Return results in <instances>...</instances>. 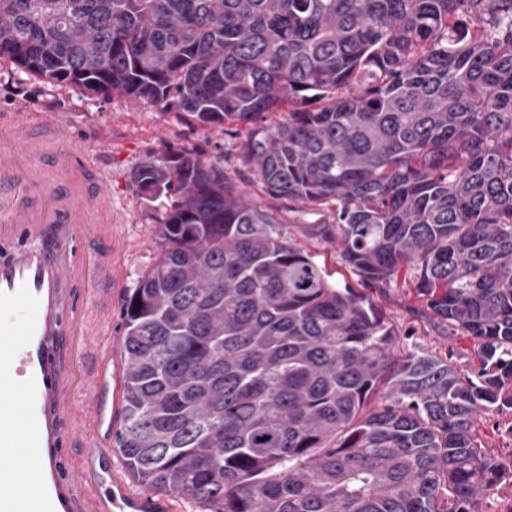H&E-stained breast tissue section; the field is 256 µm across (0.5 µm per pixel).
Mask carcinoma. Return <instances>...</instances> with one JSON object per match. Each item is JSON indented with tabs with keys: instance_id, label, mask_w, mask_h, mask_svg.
Wrapping results in <instances>:
<instances>
[{
	"instance_id": "obj_1",
	"label": "carcinoma",
	"mask_w": 512,
	"mask_h": 512,
	"mask_svg": "<svg viewBox=\"0 0 512 512\" xmlns=\"http://www.w3.org/2000/svg\"><path fill=\"white\" fill-rule=\"evenodd\" d=\"M0 58L251 124L264 192L336 205L310 234L477 341L466 371L402 353L212 164L148 159L132 179L168 207L123 308L114 439L141 487L196 512H483L512 484L478 433L512 415V0H0Z\"/></svg>"
}]
</instances>
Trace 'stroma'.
<instances>
[{
	"label": "stroma",
	"mask_w": 512,
	"mask_h": 512,
	"mask_svg": "<svg viewBox=\"0 0 512 512\" xmlns=\"http://www.w3.org/2000/svg\"><path fill=\"white\" fill-rule=\"evenodd\" d=\"M12 109H29L54 120L66 130L73 144L83 147L112 174V203L126 218L121 254L126 281L123 287L112 291L114 334L122 336L124 299L159 258L157 221L166 208L162 199L152 203L141 200L140 190L131 178L133 169L146 158L159 159L189 149L222 169L238 187L250 188L254 172L242 156L249 126L202 125L175 109L135 104L116 94L94 93L75 85H59L0 59V111ZM252 201L274 216L283 237L310 250L331 281L359 287L357 275L345 264L339 250L307 232L308 225L332 223L334 205L308 208L263 193L254 194ZM370 298L394 328L404 352L448 357L462 370L473 364V339L449 335L447 325L435 320L419 302L409 276L399 275L385 290L371 292ZM511 422L512 415L492 413L479 424L487 452L505 462H512V434L507 431Z\"/></svg>",
	"instance_id": "1"
}]
</instances>
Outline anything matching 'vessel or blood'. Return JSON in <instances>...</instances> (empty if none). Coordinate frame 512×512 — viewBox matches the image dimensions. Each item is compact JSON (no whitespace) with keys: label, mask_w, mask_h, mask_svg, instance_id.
<instances>
[{"label":"vessel or blood","mask_w":512,"mask_h":512,"mask_svg":"<svg viewBox=\"0 0 512 512\" xmlns=\"http://www.w3.org/2000/svg\"><path fill=\"white\" fill-rule=\"evenodd\" d=\"M121 226L108 174L58 124L0 114V512L158 508L99 437L112 380L91 362L112 356L103 301L126 278ZM23 456L36 463L27 490Z\"/></svg>","instance_id":"obj_1"}]
</instances>
